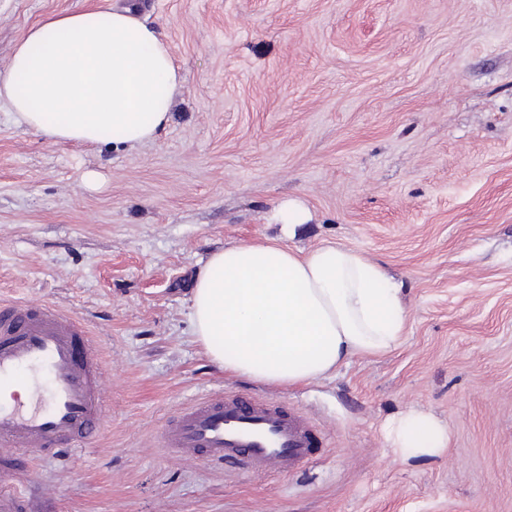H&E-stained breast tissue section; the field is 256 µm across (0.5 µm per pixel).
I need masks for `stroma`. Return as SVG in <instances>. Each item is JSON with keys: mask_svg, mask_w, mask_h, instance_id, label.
Listing matches in <instances>:
<instances>
[{"mask_svg": "<svg viewBox=\"0 0 512 512\" xmlns=\"http://www.w3.org/2000/svg\"><path fill=\"white\" fill-rule=\"evenodd\" d=\"M93 2L0 0V69ZM138 3L183 79L153 140L56 144L0 103V301L79 318L111 369L96 440L0 473L32 512H512V0ZM289 200L290 247L365 253L408 318L386 354L279 387L210 362L189 288L210 251L279 237ZM218 391L307 413L314 460L240 479L167 456L162 426ZM412 407L447 425L439 455L388 448ZM307 220L306 210L296 202L285 203L275 215L276 224L281 225V233L284 239L292 237L296 226L305 224Z\"/></svg>", "mask_w": 512, "mask_h": 512, "instance_id": "obj_1", "label": "stroma"}]
</instances>
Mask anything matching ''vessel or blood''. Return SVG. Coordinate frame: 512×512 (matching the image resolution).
Segmentation results:
<instances>
[{"mask_svg": "<svg viewBox=\"0 0 512 512\" xmlns=\"http://www.w3.org/2000/svg\"><path fill=\"white\" fill-rule=\"evenodd\" d=\"M12 383L27 387L29 400L0 404V452L73 450L103 431L107 365L85 325L55 305L0 303V385ZM160 446L177 458L233 463L249 477L288 475L313 458L317 442L303 412L215 392L165 423Z\"/></svg>", "mask_w": 512, "mask_h": 512, "instance_id": "b4317fda", "label": "vessel or blood"}]
</instances>
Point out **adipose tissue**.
<instances>
[{
  "label": "adipose tissue",
  "mask_w": 512,
  "mask_h": 512,
  "mask_svg": "<svg viewBox=\"0 0 512 512\" xmlns=\"http://www.w3.org/2000/svg\"><path fill=\"white\" fill-rule=\"evenodd\" d=\"M182 79L165 43L137 10L97 4L48 15L16 44L0 71V101L49 140L134 146L169 120ZM280 207L283 243H240L210 255L190 298L194 333L225 373L288 387L335 372L355 355H380L402 336L400 285L361 252L336 244L286 246L307 221ZM403 458L432 457L448 429L411 408L386 427Z\"/></svg>",
  "instance_id": "ef3b65f1"
}]
</instances>
